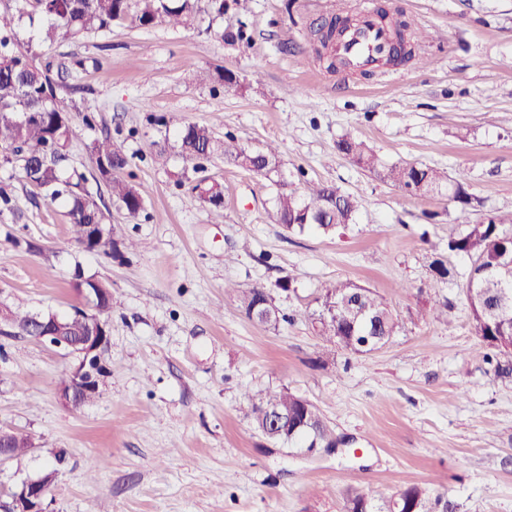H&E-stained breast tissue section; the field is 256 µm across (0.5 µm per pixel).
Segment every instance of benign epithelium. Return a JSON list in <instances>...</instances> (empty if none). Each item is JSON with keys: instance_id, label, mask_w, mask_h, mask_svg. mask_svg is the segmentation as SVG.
Masks as SVG:
<instances>
[{"instance_id": "obj_1", "label": "benign epithelium", "mask_w": 512, "mask_h": 512, "mask_svg": "<svg viewBox=\"0 0 512 512\" xmlns=\"http://www.w3.org/2000/svg\"><path fill=\"white\" fill-rule=\"evenodd\" d=\"M76 292L84 304L73 308V313L89 320L87 329L78 336L70 334L65 319L55 314L33 313L22 333L35 340L61 348L73 359L69 368L68 382L56 388L60 403L78 409L90 396L103 395L106 381L111 376L108 361L110 336L107 320L100 314L102 303L109 293L107 288H78ZM279 318V310L273 301L264 297L257 301L251 312V320L269 324ZM284 416L278 409L266 412L264 436L276 440H288L299 430L307 427L303 420L283 423ZM55 474H41L26 479L16 488L0 494V512H47L46 500Z\"/></svg>"}]
</instances>
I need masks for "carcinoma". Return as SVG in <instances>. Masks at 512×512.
Returning <instances> with one entry per match:
<instances>
[{"instance_id":"obj_1","label":"carcinoma","mask_w":512,"mask_h":512,"mask_svg":"<svg viewBox=\"0 0 512 512\" xmlns=\"http://www.w3.org/2000/svg\"><path fill=\"white\" fill-rule=\"evenodd\" d=\"M15 11L0 12V166L19 168L25 179L39 188L50 202H61L67 209L71 233L75 242L86 238L91 224L110 223V214L104 211L87 187L83 173L69 172L68 147L78 138L83 128L92 126V118L83 117L77 125L70 110L58 99V84L49 66L38 59L46 48L61 40H76L91 33H110L112 28L126 25L147 27L157 22L188 27L203 16L222 17L235 9L245 12L248 0H14ZM350 12L345 7L315 30L320 46L328 48L341 22ZM25 22L28 36L18 37L19 22ZM401 48L400 62L412 58L413 47L429 41L430 34L413 28L406 22L395 25L392 31ZM203 81L215 80L222 84L236 83L230 71L217 69L199 72ZM177 138L182 157L192 164L193 172L201 168V161L218 153L224 163L249 172L279 163L280 152L272 143L253 149L240 143L230 134L219 140L212 127L188 124L178 131ZM93 163L95 182L107 185L112 202L134 217L143 207V198L131 182L120 172L129 159L116 147L109 135L95 137L87 144ZM337 149L358 166L378 174L385 182L407 191L414 187L416 196L444 195L448 200L466 209L472 198L465 189L463 173L455 177L434 168L416 164H385L363 141L344 135ZM199 198L208 205L214 219L224 218L223 191L217 183L201 179L194 186ZM278 223L290 233H301L316 228L324 233L335 231L355 222L359 201L337 187L307 183L301 191L279 184L275 196ZM512 224V212L497 214L487 222H475L465 231L448 237V251L471 261L467 282L475 284L476 291L466 292L467 301L477 335L482 339L499 341L493 345L498 354L512 356V271L504 269L512 264V239L500 226ZM225 291L237 295L242 309L248 311L260 295V288L246 291L225 286ZM360 297L361 306L374 318L360 324L365 336H393L402 328V320L393 312L384 297L370 288L348 281H338L320 296L338 299L352 295ZM318 335L331 344L351 353H362L360 340L351 335L345 320L322 325ZM266 405H298V396L287 388L268 389L247 394L245 414L254 426H259L257 411ZM309 420L317 426V437L333 444L336 435L327 425L318 408L308 404ZM372 501L376 512H391L393 497L375 502L371 495L351 489L345 499V512H359L364 499ZM441 494L421 484H412L402 491V508H416V512H432L433 503Z\"/></svg>"}]
</instances>
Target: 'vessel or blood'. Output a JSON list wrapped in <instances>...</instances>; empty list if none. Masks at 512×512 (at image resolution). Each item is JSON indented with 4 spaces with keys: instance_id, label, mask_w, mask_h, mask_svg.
Returning <instances> with one entry per match:
<instances>
[{
    "instance_id": "vessel-or-blood-1",
    "label": "vessel or blood",
    "mask_w": 512,
    "mask_h": 512,
    "mask_svg": "<svg viewBox=\"0 0 512 512\" xmlns=\"http://www.w3.org/2000/svg\"><path fill=\"white\" fill-rule=\"evenodd\" d=\"M393 37L371 10H364L359 23L348 29L335 43L334 51L346 69L371 71L392 50Z\"/></svg>"
}]
</instances>
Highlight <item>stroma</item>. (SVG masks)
I'll use <instances>...</instances> for the list:
<instances>
[{"mask_svg": "<svg viewBox=\"0 0 512 512\" xmlns=\"http://www.w3.org/2000/svg\"><path fill=\"white\" fill-rule=\"evenodd\" d=\"M373 2L431 39L409 62L365 74L328 71L316 57L313 31L337 0H251L247 14L209 30L124 26L46 50L43 63L63 71L60 99L78 106L74 121L94 118L69 146L71 166L92 173L85 144L110 134L144 209L130 217L95 187L115 240L136 248L120 261L90 253L73 242L64 205L0 166L12 197L0 212V302L70 313L79 275L114 298V371L103 396L77 410L56 395L71 365L62 350L0 334V428L36 443L0 466V489L39 475L60 451L49 512H342L348 489L388 497L414 483L445 492L454 512H512V373L483 363L469 262L448 251L449 234L512 210V0ZM241 23L250 44H225L219 30ZM216 68L238 85L198 80ZM189 123L278 144L289 187L315 181L356 195L355 223L287 232L275 184L220 157L203 174L224 188L215 223L177 143ZM348 133L384 163L464 172L472 206L383 183L337 152ZM438 257L453 279L436 278ZM287 276L290 290L278 289ZM339 279L378 291L402 318L382 349L354 354L317 336L306 313ZM228 283L270 289L284 322L247 318ZM282 386L351 448L305 454L256 432L246 393ZM95 458L106 466L91 475Z\"/></svg>", "mask_w": 512, "mask_h": 512, "instance_id": "35a3bbf8", "label": "stroma"}]
</instances>
